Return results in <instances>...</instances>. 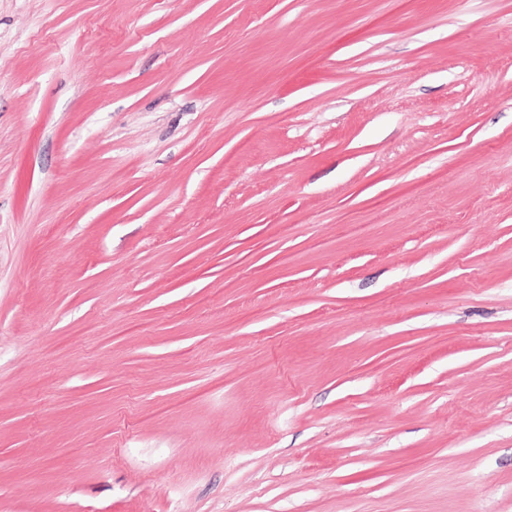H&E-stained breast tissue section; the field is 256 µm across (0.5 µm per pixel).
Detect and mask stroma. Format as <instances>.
Here are the masks:
<instances>
[{"mask_svg": "<svg viewBox=\"0 0 512 512\" xmlns=\"http://www.w3.org/2000/svg\"><path fill=\"white\" fill-rule=\"evenodd\" d=\"M0 512H512V0H0Z\"/></svg>", "mask_w": 512, "mask_h": 512, "instance_id": "stroma-1", "label": "stroma"}]
</instances>
